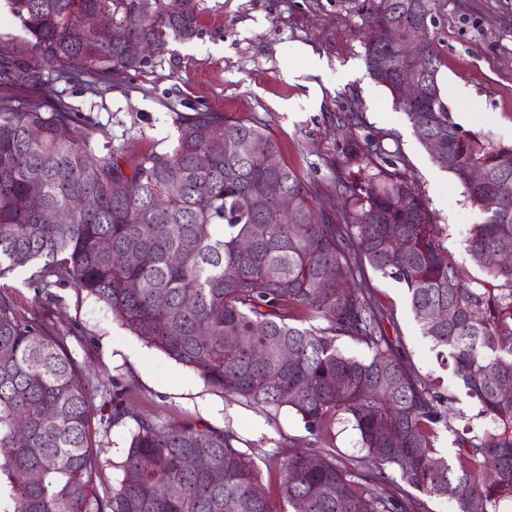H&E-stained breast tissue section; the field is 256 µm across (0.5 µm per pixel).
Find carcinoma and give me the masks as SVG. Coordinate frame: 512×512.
I'll return each instance as SVG.
<instances>
[{
    "label": "carcinoma",
    "instance_id": "carcinoma-1",
    "mask_svg": "<svg viewBox=\"0 0 512 512\" xmlns=\"http://www.w3.org/2000/svg\"><path fill=\"white\" fill-rule=\"evenodd\" d=\"M366 2L368 73L391 93L417 80L420 95L393 98L396 111L424 147L440 143L433 161L485 214L469 232L476 281L448 253L446 229L404 158L380 141L350 148L346 163L362 179L337 169L342 205L332 215L316 209L322 185L279 161L256 121L182 115L171 143L133 163L121 148L98 151L91 122L74 133L75 114L47 98V65L63 71L79 59L82 73L100 81L136 71L143 59L126 42L192 39L198 0H155L145 11L140 0H9L30 40L0 41V278L44 262L28 277L37 289L74 285L212 390L269 415L294 411L314 443L242 450L228 430L157 422L115 394L99 422L135 426L121 480L101 492L91 427L98 388L63 334L0 295V512H226L229 502L234 512H286L261 489L259 455L275 464L292 512L300 501L305 512H427L403 494L407 486L453 512H475L477 501L482 512H512V391L503 390L512 384V261L493 262L512 255V211L497 207L512 197V144L454 121L434 31L415 55L384 42L388 28L413 23L411 5L432 14L431 0ZM90 13L116 31L114 40L96 29L73 39ZM381 54L390 57L385 72ZM217 140L222 154L211 150ZM476 166L485 171L479 183L469 178ZM282 195L294 206L270 223ZM48 212L66 219L51 222ZM367 267L405 287L422 336L447 352L477 408L463 425L450 424L448 397L387 336ZM344 338L366 355L346 353ZM338 422L360 437L362 455L349 464L331 442ZM442 429L454 435L451 460L437 449ZM195 455L212 465L185 468Z\"/></svg>",
    "mask_w": 512,
    "mask_h": 512
}]
</instances>
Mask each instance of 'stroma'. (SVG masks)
Instances as JSON below:
<instances>
[{
    "mask_svg": "<svg viewBox=\"0 0 512 512\" xmlns=\"http://www.w3.org/2000/svg\"><path fill=\"white\" fill-rule=\"evenodd\" d=\"M363 0H200L199 34L170 40L147 55L139 70L105 83L54 75L49 94L89 118L96 146H123L134 158L173 141L178 116L217 112L236 121L262 122L289 168L325 188L322 208L339 204L336 166L351 137H373L401 153L406 169L448 227L456 265L478 276L469 252V228L482 211L440 169L397 112L388 90L369 75ZM442 96L455 121L495 143H512V0H434ZM359 106L360 125L343 114ZM388 336L412 368L440 382L449 418L476 414L460 382L443 365L410 310L404 287L368 272ZM0 293L23 312L44 316L66 336L72 355L90 364L96 385L125 391L131 406L156 421L192 420L232 431L240 448L303 449L310 435L288 409L270 416L207 387L191 370L147 347L113 320L106 307L71 285L44 296L26 273L0 280ZM129 424L98 434L100 489L118 483Z\"/></svg>",
    "mask_w": 512,
    "mask_h": 512,
    "instance_id": "1",
    "label": "stroma"
}]
</instances>
